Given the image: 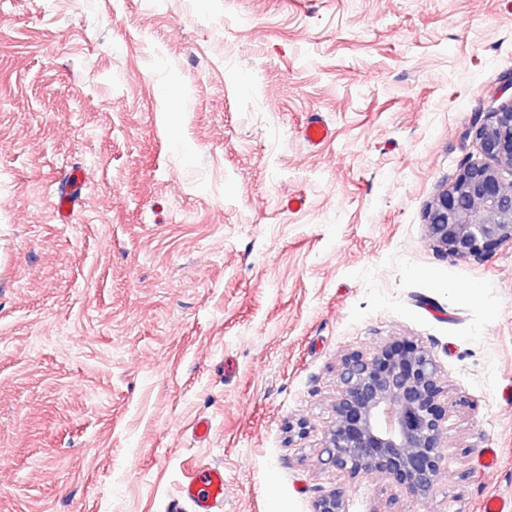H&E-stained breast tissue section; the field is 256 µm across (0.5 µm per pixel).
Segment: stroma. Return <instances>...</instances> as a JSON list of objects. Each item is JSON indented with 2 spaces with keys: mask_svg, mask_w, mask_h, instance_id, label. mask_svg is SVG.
<instances>
[{
  "mask_svg": "<svg viewBox=\"0 0 512 512\" xmlns=\"http://www.w3.org/2000/svg\"><path fill=\"white\" fill-rule=\"evenodd\" d=\"M509 104L512 0H0V512H164L207 465L223 512L512 495V246L425 228ZM401 339L447 382L422 504L319 461L342 355Z\"/></svg>",
  "mask_w": 512,
  "mask_h": 512,
  "instance_id": "stroma-1",
  "label": "stroma"
}]
</instances>
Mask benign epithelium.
Masks as SVG:
<instances>
[{
  "label": "benign epithelium",
  "mask_w": 512,
  "mask_h": 512,
  "mask_svg": "<svg viewBox=\"0 0 512 512\" xmlns=\"http://www.w3.org/2000/svg\"><path fill=\"white\" fill-rule=\"evenodd\" d=\"M487 163L470 164L441 190L426 212L427 237L454 259H479L512 245V105L476 128ZM339 395L321 448V463L351 479L388 476L407 496L433 492L447 448L444 385L432 353L409 340L341 359ZM336 489L316 501L315 512H343Z\"/></svg>",
  "instance_id": "1"
}]
</instances>
